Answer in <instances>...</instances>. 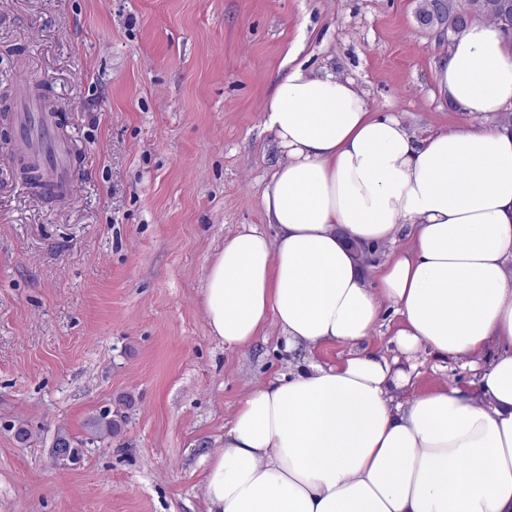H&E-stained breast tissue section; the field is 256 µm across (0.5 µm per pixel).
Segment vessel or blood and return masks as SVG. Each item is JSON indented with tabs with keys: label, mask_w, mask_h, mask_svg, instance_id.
Masks as SVG:
<instances>
[{
	"label": "vessel or blood",
	"mask_w": 512,
	"mask_h": 512,
	"mask_svg": "<svg viewBox=\"0 0 512 512\" xmlns=\"http://www.w3.org/2000/svg\"><path fill=\"white\" fill-rule=\"evenodd\" d=\"M20 110L17 130L13 140L15 156L28 157L40 167L47 185L58 196L70 195L76 188L75 178L64 142L57 138L51 123L46 122L47 110L39 98V87L27 85L17 96ZM44 118V125H37V118Z\"/></svg>",
	"instance_id": "b4317fda"
}]
</instances>
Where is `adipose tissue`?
I'll list each match as a JSON object with an SVG mask.
<instances>
[{"mask_svg": "<svg viewBox=\"0 0 512 512\" xmlns=\"http://www.w3.org/2000/svg\"><path fill=\"white\" fill-rule=\"evenodd\" d=\"M435 72L462 111L512 107V39L490 20L470 22ZM264 124L280 154L263 195L278 233L225 239L202 304L229 347L274 322L295 365L248 391L206 454L207 512H512V134L421 138L371 111L353 79L301 64ZM387 245L368 268L360 250ZM387 307L394 358L363 346ZM336 343L344 358L313 360ZM423 350L465 360L478 388L416 390L398 357Z\"/></svg>", "mask_w": 512, "mask_h": 512, "instance_id": "ef3b65f1", "label": "adipose tissue"}]
</instances>
